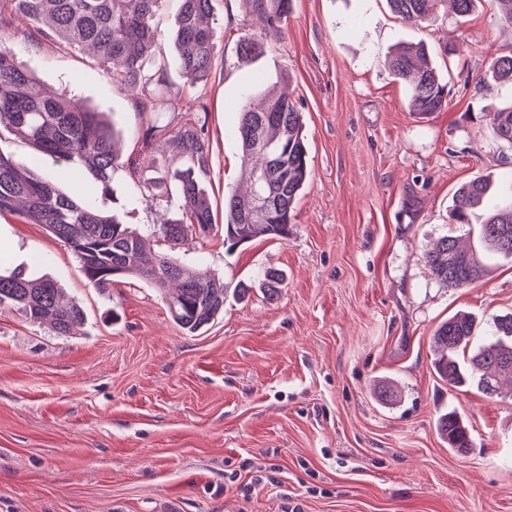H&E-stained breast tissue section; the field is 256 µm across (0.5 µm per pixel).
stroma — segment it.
Masks as SVG:
<instances>
[{
	"instance_id": "obj_1",
	"label": "stroma",
	"mask_w": 512,
	"mask_h": 512,
	"mask_svg": "<svg viewBox=\"0 0 512 512\" xmlns=\"http://www.w3.org/2000/svg\"><path fill=\"white\" fill-rule=\"evenodd\" d=\"M213 12L199 179L217 222L180 256L246 293L190 335L144 281L99 291L42 225L0 215V268L48 276L85 314L59 336L0 309V512H512V395L449 386L432 365L433 333L455 313H472L480 337L512 314V262L449 288L422 258L446 234L474 243L449 219L461 184L512 177V145L487 118L512 104V85L488 74L491 57L512 53V28L493 0L464 17L439 7L419 26L387 0H293L282 34L245 62L237 45L255 18L242 0H213ZM176 14L166 0L156 19L170 97L184 88L168 41ZM402 42L446 67L443 110H410L387 63ZM0 43L48 93L106 113L120 153L112 193L95 204L164 250L153 227L176 211L126 197L135 181H172L181 161L154 156L135 98L29 23ZM284 84L304 116L310 179L288 239L230 251L224 197L248 186L237 109ZM268 268L285 277L274 300L259 280ZM385 380L394 402L377 397ZM448 410L469 426L467 453L436 430Z\"/></svg>"
}]
</instances>
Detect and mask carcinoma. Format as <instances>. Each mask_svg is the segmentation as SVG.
Returning a JSON list of instances; mask_svg holds the SVG:
<instances>
[{"label": "carcinoma", "mask_w": 512, "mask_h": 512, "mask_svg": "<svg viewBox=\"0 0 512 512\" xmlns=\"http://www.w3.org/2000/svg\"><path fill=\"white\" fill-rule=\"evenodd\" d=\"M165 0H0V30L21 16L33 24H48L47 37L69 48H82L102 64L112 83L139 98L146 138L185 155L184 169L175 184L139 182L130 192L131 204L164 203L181 211V218L160 225L158 234L167 251L147 249L143 236L124 224L119 215L94 206L90 195L64 193L36 175L31 166L0 152V214L18 213L29 224H41L72 250L81 273L99 290L112 287L118 277H140L163 296L173 320L196 333L224 311L227 289L206 271L182 262L176 248L189 233L213 225L210 198L196 172L206 156L204 125L194 121L160 123L159 114L179 111L164 100L165 60L161 35L155 26ZM172 43L183 78L194 88L206 81L215 64L217 33L209 23L213 0H177ZM262 25L257 36L238 44L241 60L266 51L269 31H279L288 20L292 0H243ZM406 23L429 21L440 0H387ZM396 78L408 83L413 110L421 115L441 111L447 104V85L422 46H400L390 55ZM496 80L512 83V54L491 59ZM498 138L512 144V107L491 116ZM5 129L34 152L72 167L78 180L90 178L93 191H112L117 161L115 132L105 113L75 108L64 95L49 96L38 80L16 62L9 47L0 46V129ZM303 113L284 91L269 93L256 108L245 101L239 108L234 134L242 160L251 166L252 186L246 195L224 199V242L231 247L255 239L288 238L297 199L308 182V150L303 135ZM468 209L450 213L454 224L478 220L477 244L464 248L453 235L438 239L423 256L441 284L462 288L485 276L487 259H512V203L489 206L491 184L479 176L458 188ZM262 199L274 207L267 221L248 220V206ZM282 274L266 270L262 285L270 297L283 288ZM0 306L17 308L32 323L46 324L58 336H68L82 323V308L64 298L51 279L30 278L20 271H0ZM489 346L474 336V318L460 313L442 322L434 332V366L455 386H472L488 397L499 395V379L512 375V315L497 320ZM437 429L448 447L464 452L471 436L454 411L442 414Z\"/></svg>", "instance_id": "obj_1"}]
</instances>
